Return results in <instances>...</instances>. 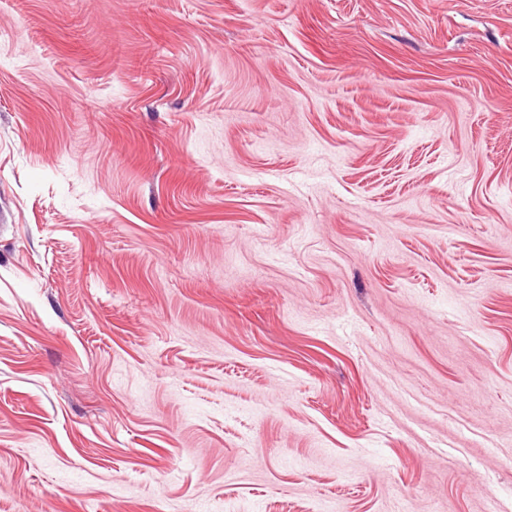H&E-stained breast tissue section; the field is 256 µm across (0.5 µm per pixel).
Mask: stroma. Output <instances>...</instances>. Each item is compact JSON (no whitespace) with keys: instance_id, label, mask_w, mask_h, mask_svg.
I'll use <instances>...</instances> for the list:
<instances>
[{"instance_id":"35a3bbf8","label":"stroma","mask_w":512,"mask_h":512,"mask_svg":"<svg viewBox=\"0 0 512 512\" xmlns=\"http://www.w3.org/2000/svg\"><path fill=\"white\" fill-rule=\"evenodd\" d=\"M512 512V0H0V512Z\"/></svg>"}]
</instances>
